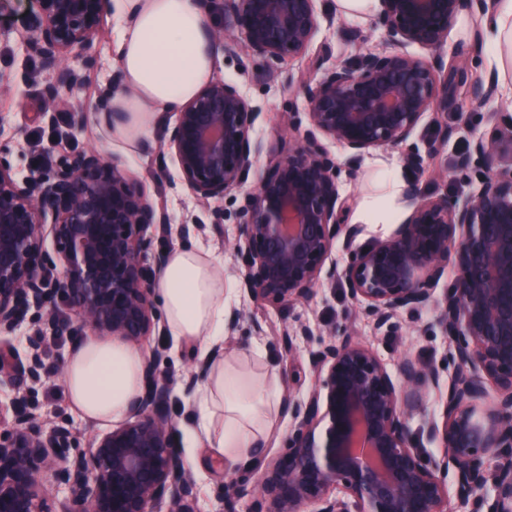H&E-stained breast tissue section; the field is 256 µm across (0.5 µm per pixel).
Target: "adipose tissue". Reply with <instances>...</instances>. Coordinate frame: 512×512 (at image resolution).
<instances>
[{"instance_id":"obj_1","label":"adipose tissue","mask_w":512,"mask_h":512,"mask_svg":"<svg viewBox=\"0 0 512 512\" xmlns=\"http://www.w3.org/2000/svg\"><path fill=\"white\" fill-rule=\"evenodd\" d=\"M116 41L122 84L110 108L118 117L112 141L136 151L151 144L161 117L207 82L219 53L196 0H135ZM224 272L200 247H176L165 256L158 293L173 338L198 341L208 357L195 404L196 439L228 468L250 465L276 432L283 392L261 347L224 352ZM140 347L89 335L69 351L64 386L70 407L104 425L124 420L143 386Z\"/></svg>"}]
</instances>
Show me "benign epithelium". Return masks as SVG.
I'll return each instance as SVG.
<instances>
[{
  "mask_svg": "<svg viewBox=\"0 0 512 512\" xmlns=\"http://www.w3.org/2000/svg\"><path fill=\"white\" fill-rule=\"evenodd\" d=\"M317 0H198L224 50L242 53L272 75L293 58L308 57L296 91L306 120L288 114V135L254 185L253 132L259 111L241 87L212 79L181 105L167 125L162 149L175 159L181 183L224 223L225 196L238 200L239 235L233 251L253 301L280 312L309 300L321 280L341 279L380 332L401 330L397 313L420 308L448 274L441 324L451 340L455 372L428 436L437 459L424 456L408 417L423 406L438 370L406 356L392 373L352 334L327 343L313 359L315 388L292 396L287 451L256 465L225 486L224 508L254 495L263 512H450L448 473L467 500L486 482L484 460L494 461L493 512H512V115L499 133L474 139L446 178L481 168L470 199L460 203L423 193L405 194L410 214L369 246L355 244L361 229L347 223L350 204L339 191L341 163L377 149L407 144L428 112H458L455 90L470 88L471 104L490 102L496 77L454 66L440 55L460 9L481 21L492 0H378L377 17L388 52L364 48L355 57L323 65V49L308 51L319 25ZM108 0H34L25 50L52 78L43 90V123L67 109L65 94L96 64L93 37L104 26ZM419 46L428 59L410 55ZM74 65H69V62ZM452 131L436 129L426 153L403 154L422 171L439 157ZM164 205L102 153L60 157L47 171L20 177L10 150L0 148V332L14 330L33 310L44 314L33 332L20 375L36 381L46 336L88 333L141 344L160 334L157 269L148 257L154 240L170 235ZM51 236L53 252L45 249ZM341 245L343 265L332 254ZM143 391L129 419L95 438L87 452L62 421L45 430L21 400L14 420L0 421V512H54L51 488L63 490L59 512H195V486L173 445L168 412L171 381L152 359L142 367Z\"/></svg>",
  "mask_w": 512,
  "mask_h": 512,
  "instance_id": "benign-epithelium-1",
  "label": "benign epithelium"
}]
</instances>
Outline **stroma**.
<instances>
[{
    "label": "stroma",
    "mask_w": 512,
    "mask_h": 512,
    "mask_svg": "<svg viewBox=\"0 0 512 512\" xmlns=\"http://www.w3.org/2000/svg\"><path fill=\"white\" fill-rule=\"evenodd\" d=\"M32 8L31 0H0V145L10 148L16 170L24 176L37 174L35 159L44 156L56 161L61 153L77 154L95 149L129 171L142 182L147 192L162 197L172 224L201 222L202 230L183 238H170L154 242V252H168L174 247L197 244L210 249L224 267L225 332L224 350L231 353L260 344L266 357L274 362L280 372L284 394L295 397L308 396L314 387L311 356L325 344L351 333L369 346L389 368H396L400 359L410 355L434 366L439 371L438 387L429 389L426 403L408 420L423 453L438 457L437 445L426 437L430 419L438 417L440 398L448 387V380L455 365L450 357L448 338L440 326L442 299L448 287L440 282L433 300L422 308L404 310L399 314L401 331L385 334L375 329L371 317L363 306L352 302L342 282H325L316 288L306 302L295 304L288 314L258 306L240 287L238 262L231 245L238 235V226L226 220L223 232H215L205 225V210L186 188L177 186V166L171 155L161 154L159 144L148 145L134 157H127L113 146L109 132L95 119L94 107L99 94L121 80L120 66L113 47L120 27L128 14L124 0H110L107 24L95 39L97 56L95 68L67 99L72 111H80V124H73L72 112L61 113L55 125L41 122V91L50 75L40 63L24 50L21 40L24 25ZM319 26L311 48L328 49V65L353 58L355 51L350 41L353 32L367 37L368 49L383 51L389 44L375 13H360L344 9L340 0H317ZM475 19L469 10H461L448 33V41L441 54L448 61L483 73L498 70V60L491 53L492 33L484 31L483 48L474 52L471 34ZM305 71L301 58L284 64L275 76L266 73L245 55L223 54L212 73L213 78L238 82L251 104L260 111L253 141L258 148L260 161H267L281 135L288 131V115L304 109L302 97L290 93ZM458 111L430 112L423 116L411 144L424 148L427 139L438 126L449 125L455 132L444 151L445 157L455 158L468 148L471 141L481 135H491L502 124L504 113H512V78L499 80L492 102L481 108L472 107L466 88H459L456 95ZM467 113V124H459L457 112ZM390 164L402 181L418 180L423 191L433 195H448L465 201L476 185L475 180H446L435 178L432 172L421 174L409 170L398 149L375 150L353 162V176H341L339 191L361 204L364 198L378 193L381 176L377 161ZM308 326L312 334L297 338L294 352L284 348V332L295 327ZM71 341L58 338L48 341L43 354L44 370L38 382L27 380L0 381V413L11 415V404L17 397H25L27 407L43 428H51L60 419H67L80 437L82 446H89L94 437L105 428L82 419L67 404L63 380L58 367L65 360ZM145 354H157L158 367L174 380L169 400V410L175 423L174 445L179 457L196 485L195 507L197 512H224V486L233 476L222 458L214 456L203 445L190 446L184 432L193 426L196 417L194 394L187 391L183 381L192 371L198 370L206 358L200 344L174 340L170 335L154 336L143 345Z\"/></svg>",
    "instance_id": "1"
}]
</instances>
